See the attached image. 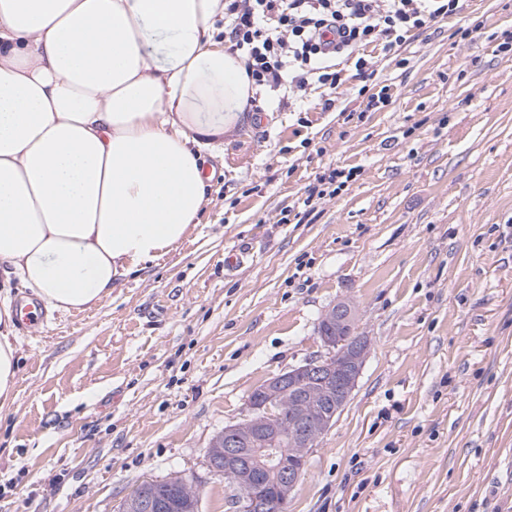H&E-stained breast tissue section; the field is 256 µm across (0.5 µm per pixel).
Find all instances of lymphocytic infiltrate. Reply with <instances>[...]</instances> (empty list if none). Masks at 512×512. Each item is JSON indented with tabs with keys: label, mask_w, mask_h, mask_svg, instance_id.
<instances>
[{
	"label": "lymphocytic infiltrate",
	"mask_w": 512,
	"mask_h": 512,
	"mask_svg": "<svg viewBox=\"0 0 512 512\" xmlns=\"http://www.w3.org/2000/svg\"><path fill=\"white\" fill-rule=\"evenodd\" d=\"M459 0H224V37L241 52L255 86L305 91L316 82L337 91L346 80L331 60L353 59L359 94L377 111L390 86L369 71L363 50L396 53L408 35L455 14Z\"/></svg>",
	"instance_id": "f902f5d3"
}]
</instances>
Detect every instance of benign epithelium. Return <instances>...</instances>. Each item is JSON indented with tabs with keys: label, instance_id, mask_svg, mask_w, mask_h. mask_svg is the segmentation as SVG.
<instances>
[{
	"label": "benign epithelium",
	"instance_id": "1",
	"mask_svg": "<svg viewBox=\"0 0 512 512\" xmlns=\"http://www.w3.org/2000/svg\"><path fill=\"white\" fill-rule=\"evenodd\" d=\"M355 322L350 302L340 300L331 306L317 325L327 353L264 382L248 399L242 420L224 426L210 443L207 457L211 468L236 489L235 512H265L268 503L258 495L265 476L274 478L279 509H287L303 475V463L349 400L367 358L368 337L359 336L344 344ZM284 407L294 417L287 431L277 421V411ZM281 436L288 439V449L253 453V449ZM163 508V502L139 489L125 497L122 512H161Z\"/></svg>",
	"mask_w": 512,
	"mask_h": 512
}]
</instances>
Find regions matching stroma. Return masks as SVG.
Returning a JSON list of instances; mask_svg holds the SVG:
<instances>
[{
	"label": "stroma",
	"mask_w": 512,
	"mask_h": 512,
	"mask_svg": "<svg viewBox=\"0 0 512 512\" xmlns=\"http://www.w3.org/2000/svg\"><path fill=\"white\" fill-rule=\"evenodd\" d=\"M506 30L512 0H460L398 56L366 48L391 84L377 112L351 91L321 110L317 83L301 103L259 90L223 158L203 154L207 202L175 252L99 308L17 331L0 512H117L174 475L200 512H232L207 448L257 386L323 354L318 321L342 298L370 353L288 512H512ZM352 167L304 206L318 173ZM242 243L250 258L226 271Z\"/></svg>",
	"instance_id": "stroma-1"
}]
</instances>
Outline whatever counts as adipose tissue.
<instances>
[{
    "mask_svg": "<svg viewBox=\"0 0 512 512\" xmlns=\"http://www.w3.org/2000/svg\"><path fill=\"white\" fill-rule=\"evenodd\" d=\"M224 0H0V408L13 289L86 312L177 250L256 88Z\"/></svg>",
    "mask_w": 512,
    "mask_h": 512,
    "instance_id": "adipose-tissue-1",
    "label": "adipose tissue"
}]
</instances>
